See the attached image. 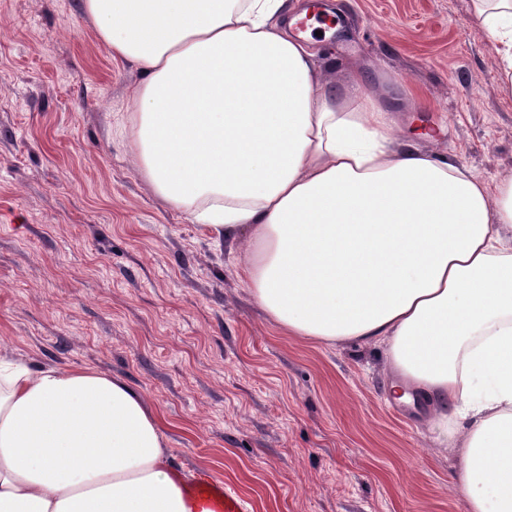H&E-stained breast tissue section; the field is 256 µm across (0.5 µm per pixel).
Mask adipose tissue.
I'll return each mask as SVG.
<instances>
[{
	"instance_id": "1",
	"label": "adipose tissue",
	"mask_w": 512,
	"mask_h": 512,
	"mask_svg": "<svg viewBox=\"0 0 512 512\" xmlns=\"http://www.w3.org/2000/svg\"><path fill=\"white\" fill-rule=\"evenodd\" d=\"M512 94V0H473ZM137 67V172L214 240L249 233L246 284L291 336L383 344L425 403L465 512H512V178L419 151L358 71L322 77L290 0H82ZM0 512H210L158 417L93 368L0 357Z\"/></svg>"
}]
</instances>
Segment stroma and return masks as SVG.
Masks as SVG:
<instances>
[{"instance_id": "stroma-1", "label": "stroma", "mask_w": 512, "mask_h": 512, "mask_svg": "<svg viewBox=\"0 0 512 512\" xmlns=\"http://www.w3.org/2000/svg\"><path fill=\"white\" fill-rule=\"evenodd\" d=\"M325 75L358 65L422 151L512 176V97L472 0H324ZM141 73L81 0H0V354L91 367L156 412L170 465L249 512H464L384 348L288 335L253 301L248 236L216 244L111 133Z\"/></svg>"}]
</instances>
